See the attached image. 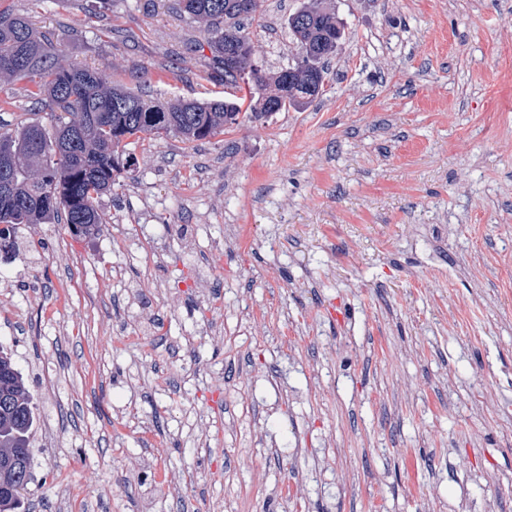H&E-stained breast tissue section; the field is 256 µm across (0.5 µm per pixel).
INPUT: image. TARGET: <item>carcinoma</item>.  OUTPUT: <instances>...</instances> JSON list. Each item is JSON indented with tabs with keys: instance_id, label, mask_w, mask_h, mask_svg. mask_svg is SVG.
I'll use <instances>...</instances> for the list:
<instances>
[{
	"instance_id": "obj_1",
	"label": "carcinoma",
	"mask_w": 512,
	"mask_h": 512,
	"mask_svg": "<svg viewBox=\"0 0 512 512\" xmlns=\"http://www.w3.org/2000/svg\"><path fill=\"white\" fill-rule=\"evenodd\" d=\"M189 18L207 25L211 61L224 75V100L179 98L158 102L110 80L102 70L64 67L59 49L39 36L28 21L0 10V76L28 78L36 98L64 114L52 129L30 122L0 133V252L14 247L16 226L53 224L65 216L76 234L91 235L103 223L98 199L112 190L125 170L127 139L150 132L186 142L207 139L239 124L259 120L317 98L316 75H328L326 62L342 39L341 23L325 0L308 3L288 16V32L299 50L295 64L277 72L254 70L246 81L224 57V42L236 48L244 65L253 53L237 0H178ZM36 423L32 394L11 350L0 345V454L24 448L33 459ZM31 474L0 466V512H20Z\"/></svg>"
}]
</instances>
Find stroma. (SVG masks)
Instances as JSON below:
<instances>
[{
	"instance_id": "stroma-1",
	"label": "stroma",
	"mask_w": 512,
	"mask_h": 512,
	"mask_svg": "<svg viewBox=\"0 0 512 512\" xmlns=\"http://www.w3.org/2000/svg\"><path fill=\"white\" fill-rule=\"evenodd\" d=\"M262 0L255 60L295 63ZM176 0H0L165 101L224 97ZM332 86L132 138L90 237L19 225L0 345L29 512H512V0H332ZM0 78V129L50 107Z\"/></svg>"
}]
</instances>
